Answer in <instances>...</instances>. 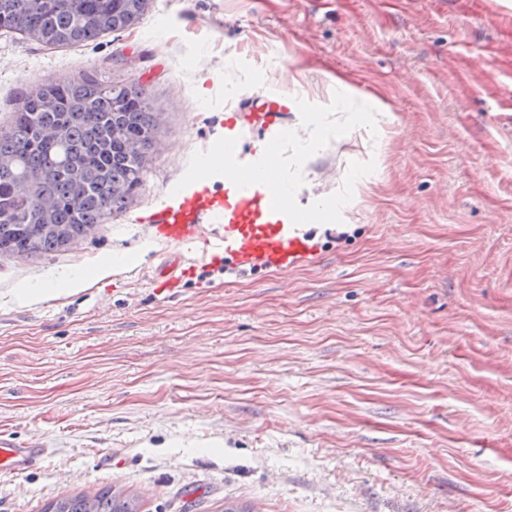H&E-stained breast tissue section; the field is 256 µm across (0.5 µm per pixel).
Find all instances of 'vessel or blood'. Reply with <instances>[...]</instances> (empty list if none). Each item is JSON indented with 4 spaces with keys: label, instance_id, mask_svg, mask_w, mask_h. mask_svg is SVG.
Instances as JSON below:
<instances>
[{
    "label": "vessel or blood",
    "instance_id": "1",
    "mask_svg": "<svg viewBox=\"0 0 512 512\" xmlns=\"http://www.w3.org/2000/svg\"><path fill=\"white\" fill-rule=\"evenodd\" d=\"M255 112L234 111L225 125L245 124L252 129L282 132L287 130V107L281 97H263ZM148 230L156 240L202 258L225 257L233 268L248 271L266 267L276 271L312 261L315 248L299 235L295 225L283 213L272 208V196L266 186L246 188L225 182L223 198L200 191L179 194L177 200L153 214ZM193 266L182 259L158 269L159 286L172 289L192 272ZM41 445L15 447L6 432H0V468L16 472L25 469L34 458H46Z\"/></svg>",
    "mask_w": 512,
    "mask_h": 512
}]
</instances>
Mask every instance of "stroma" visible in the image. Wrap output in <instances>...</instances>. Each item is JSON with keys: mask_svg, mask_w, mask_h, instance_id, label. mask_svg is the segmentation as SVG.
Listing matches in <instances>:
<instances>
[{"mask_svg": "<svg viewBox=\"0 0 512 512\" xmlns=\"http://www.w3.org/2000/svg\"><path fill=\"white\" fill-rule=\"evenodd\" d=\"M95 68L159 129L125 210L0 257V430L50 450L0 470V512L106 487L140 512H512V0H150L87 44L0 33V130ZM343 85L387 114L303 165V206L376 165L309 225L316 259L156 289L172 249L140 224L227 111L279 95L305 137L297 99Z\"/></svg>", "mask_w": 512, "mask_h": 512, "instance_id": "35a3bbf8", "label": "stroma"}]
</instances>
